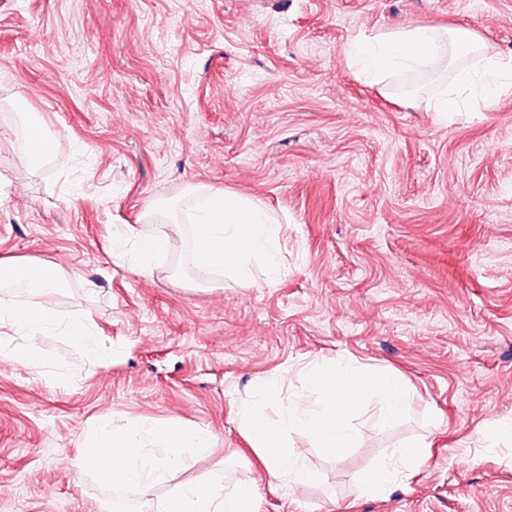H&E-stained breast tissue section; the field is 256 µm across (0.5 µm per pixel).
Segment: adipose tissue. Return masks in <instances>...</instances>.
Returning <instances> with one entry per match:
<instances>
[{"label":"adipose tissue","instance_id":"obj_1","mask_svg":"<svg viewBox=\"0 0 512 512\" xmlns=\"http://www.w3.org/2000/svg\"><path fill=\"white\" fill-rule=\"evenodd\" d=\"M348 62L366 82L385 85L404 72H435L449 68V84L428 98L426 108L438 115L466 112L475 102H491L512 92V59L485 52L469 29H449L440 37L435 27H397L356 36L349 45ZM194 259L197 267L216 268L236 280L272 283L279 273L280 224L258 202L220 191L203 193L196 207ZM168 240L142 230H114L112 255L142 276L152 275ZM22 280L29 296L18 301L0 294V355L13 362L42 367L38 341L54 334L78 348L91 362H110L112 354L99 344L95 327L82 318H61L47 296L63 287L60 270L34 258L20 266L0 262V281ZM211 435L202 428L130 421L120 414L105 416L84 438L76 473L93 472L105 485L124 488L149 499L156 485L171 482L162 512H251L254 491L233 482L219 487L207 480L173 483L187 453L203 454ZM424 446L393 449L388 459L360 483L362 496H380L402 473L422 465Z\"/></svg>","mask_w":512,"mask_h":512}]
</instances>
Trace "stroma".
I'll return each mask as SVG.
<instances>
[{"label":"stroma","instance_id":"obj_1","mask_svg":"<svg viewBox=\"0 0 512 512\" xmlns=\"http://www.w3.org/2000/svg\"><path fill=\"white\" fill-rule=\"evenodd\" d=\"M416 23L465 27L512 59V0H0V260L63 271L49 300L95 325L112 361L61 337L44 371L0 357V512H106L129 493L76 476L101 416L208 429L179 475L251 483L256 512H512V93L440 119L356 77L349 40ZM70 149L33 164L7 109ZM260 200L281 224L272 285L173 266L193 186ZM169 238L152 276L112 230ZM397 375L391 425L369 400L354 445L288 447L316 474L268 480L235 417L257 379L315 404L311 366ZM425 464L386 497L360 478L392 448Z\"/></svg>","mask_w":512,"mask_h":512}]
</instances>
